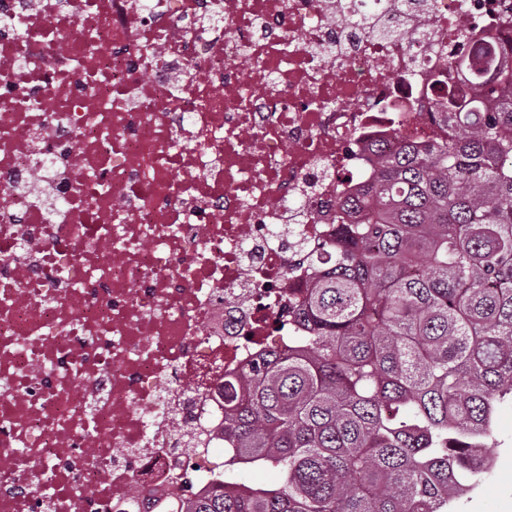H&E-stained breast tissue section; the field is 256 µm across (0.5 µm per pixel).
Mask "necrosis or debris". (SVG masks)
Listing matches in <instances>:
<instances>
[{"instance_id":"obj_1","label":"necrosis or debris","mask_w":512,"mask_h":512,"mask_svg":"<svg viewBox=\"0 0 512 512\" xmlns=\"http://www.w3.org/2000/svg\"><path fill=\"white\" fill-rule=\"evenodd\" d=\"M482 42L512 58V0H0V512L210 486L296 236L440 139Z\"/></svg>"}]
</instances>
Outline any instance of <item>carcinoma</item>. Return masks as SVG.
I'll list each match as a JSON object with an SVG mask.
<instances>
[{"label": "carcinoma", "mask_w": 512, "mask_h": 512, "mask_svg": "<svg viewBox=\"0 0 512 512\" xmlns=\"http://www.w3.org/2000/svg\"><path fill=\"white\" fill-rule=\"evenodd\" d=\"M449 92L447 137L405 143L340 203L336 239L290 301L302 335L224 382V479L166 512H448L512 402V68ZM270 465L272 489L236 486Z\"/></svg>", "instance_id": "obj_1"}]
</instances>
